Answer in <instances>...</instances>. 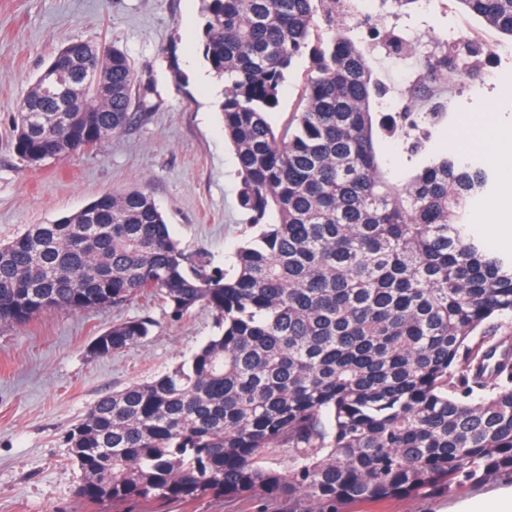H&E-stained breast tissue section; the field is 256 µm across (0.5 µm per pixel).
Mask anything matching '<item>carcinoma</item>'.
Returning <instances> with one entry per match:
<instances>
[{
	"label": "carcinoma",
	"instance_id": "carcinoma-1",
	"mask_svg": "<svg viewBox=\"0 0 512 512\" xmlns=\"http://www.w3.org/2000/svg\"><path fill=\"white\" fill-rule=\"evenodd\" d=\"M512 38V0H455ZM353 0H202L203 57L224 79V135L250 238L226 270L192 259L150 194L104 193L0 243V326L47 311L155 298L177 319L206 310L216 334L172 370L94 401L66 434L87 505L159 508L203 497L344 502L459 489L512 475V258L467 221L491 174L455 150L432 156L419 112H376L389 88L369 43L386 26ZM307 59L281 131L288 72ZM465 37L439 66L468 78L493 63ZM116 46L69 39L17 106L14 151L30 166L119 135L157 103ZM399 138L416 169L398 185L376 150ZM153 318L95 338L108 357Z\"/></svg>",
	"mask_w": 512,
	"mask_h": 512
}]
</instances>
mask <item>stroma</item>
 <instances>
[{
    "label": "stroma",
    "mask_w": 512,
    "mask_h": 512,
    "mask_svg": "<svg viewBox=\"0 0 512 512\" xmlns=\"http://www.w3.org/2000/svg\"><path fill=\"white\" fill-rule=\"evenodd\" d=\"M201 0H0V241L33 224L72 214L100 195L147 188L181 248L212 266L230 263L243 240L246 216L238 205L239 178L222 115L213 98L223 91L198 49ZM396 24L456 42L485 32L458 4L441 10L419 0ZM105 41L123 50L152 79L157 111L85 152L37 167L13 149L17 105L70 37ZM487 85L469 99L439 89L458 129L487 124L512 137V59L481 70ZM469 222L497 252L512 256V223H495L487 204ZM151 316L149 338L108 357L91 343L113 322ZM212 319L195 308L167 316L158 301L51 311L0 329V512H144L138 502L92 509L79 499L80 471L68 459L66 433L98 397L159 376L187 360L209 336ZM445 495L348 502L339 512H437ZM303 500L264 496L204 497L187 512H306Z\"/></svg>",
    "instance_id": "35a3bbf8"
}]
</instances>
